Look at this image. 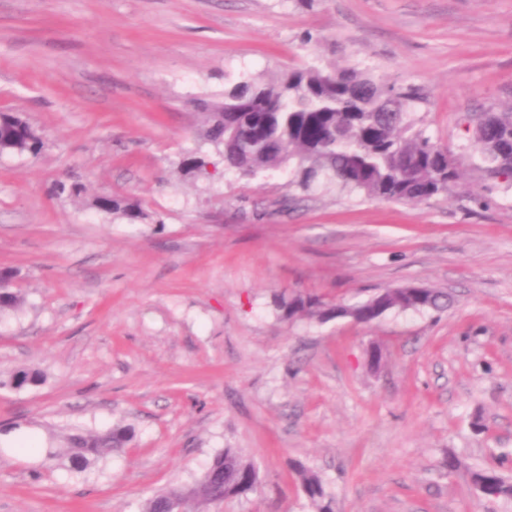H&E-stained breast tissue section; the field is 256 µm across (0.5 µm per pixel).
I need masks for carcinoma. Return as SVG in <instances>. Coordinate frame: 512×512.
<instances>
[{
	"mask_svg": "<svg viewBox=\"0 0 512 512\" xmlns=\"http://www.w3.org/2000/svg\"><path fill=\"white\" fill-rule=\"evenodd\" d=\"M417 102L410 90L377 81L368 71L334 66L301 65L277 74L247 77L224 89L217 101H203L204 140L213 144L224 168L243 176L294 166L300 188L319 177L340 190L384 201L412 204L446 193L460 179L458 158L422 129L405 121ZM17 129L0 142L2 154L37 155L40 138L27 131V119L14 114ZM480 167L512 180V109L480 115L474 129ZM99 210L138 217L134 205L121 198L100 197ZM24 300L17 289L0 288V314L16 311ZM448 294L432 288H390L378 301L349 306L347 313L370 324L391 311L443 310ZM288 317L326 319L336 308L307 296L288 302ZM43 381L35 369L14 372L0 385L22 388ZM134 437L129 425L116 424L104 432L73 429L63 437L68 469L84 472ZM299 487L313 512H333V500L322 479L299 463L292 464ZM260 477L254 462L236 448L217 454L192 484L172 486L143 504L141 512H168L179 503L184 512L241 498L252 492ZM472 478L496 486L500 496H512V485L494 469L477 470Z\"/></svg>",
	"mask_w": 512,
	"mask_h": 512,
	"instance_id": "cac0c4a2",
	"label": "carcinoma"
}]
</instances>
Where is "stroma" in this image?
Here are the masks:
<instances>
[{"label":"stroma","instance_id":"stroma-1","mask_svg":"<svg viewBox=\"0 0 512 512\" xmlns=\"http://www.w3.org/2000/svg\"><path fill=\"white\" fill-rule=\"evenodd\" d=\"M308 62L414 89L408 121L461 180L412 205L221 169L198 100ZM511 107L512 0H0V111L44 142L0 156V267L25 300L0 320V379L44 375L0 386V432L134 430L88 474L0 452V512H139L227 448L261 481L210 512H312L293 461L334 512H512L470 479L512 483V181L471 161L478 117ZM192 150L210 179L183 170ZM404 285L454 303L369 325L282 308ZM299 487L309 500L314 512H333V500L322 479L302 464L293 463Z\"/></svg>","mask_w":512,"mask_h":512}]
</instances>
